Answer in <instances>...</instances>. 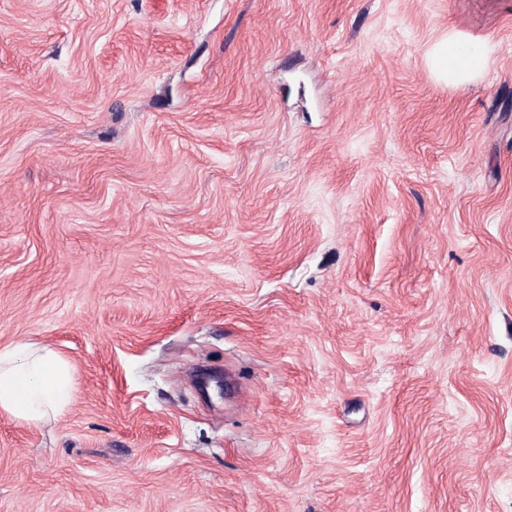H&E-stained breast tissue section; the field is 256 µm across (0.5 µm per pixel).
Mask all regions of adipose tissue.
Masks as SVG:
<instances>
[{"mask_svg":"<svg viewBox=\"0 0 512 512\" xmlns=\"http://www.w3.org/2000/svg\"><path fill=\"white\" fill-rule=\"evenodd\" d=\"M428 58L438 79L465 84L485 71L489 47L477 26L455 27ZM73 393L74 368L57 350L28 341L0 349V415L39 426L62 414Z\"/></svg>","mask_w":512,"mask_h":512,"instance_id":"obj_1","label":"adipose tissue"}]
</instances>
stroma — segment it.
<instances>
[{"instance_id":"obj_1","label":"stroma","mask_w":512,"mask_h":512,"mask_svg":"<svg viewBox=\"0 0 512 512\" xmlns=\"http://www.w3.org/2000/svg\"><path fill=\"white\" fill-rule=\"evenodd\" d=\"M20 340L76 393L0 512H512V8L0 0ZM428 58L431 71L438 79L465 84L487 68L489 47L477 26L452 27L448 36L432 47Z\"/></svg>"}]
</instances>
